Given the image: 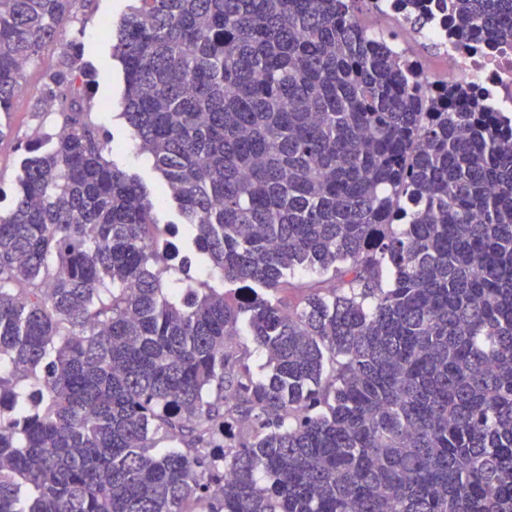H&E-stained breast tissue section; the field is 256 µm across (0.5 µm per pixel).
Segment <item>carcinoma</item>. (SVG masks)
I'll return each instance as SVG.
<instances>
[{"instance_id": "cac0c4a2", "label": "carcinoma", "mask_w": 512, "mask_h": 512, "mask_svg": "<svg viewBox=\"0 0 512 512\" xmlns=\"http://www.w3.org/2000/svg\"><path fill=\"white\" fill-rule=\"evenodd\" d=\"M88 0H0V113ZM363 0H132L122 118L59 47L0 213V512H512V123L420 87ZM449 28L512 40V0ZM328 275L288 302L293 271ZM242 335L266 356L258 378Z\"/></svg>"}]
</instances>
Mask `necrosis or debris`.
<instances>
[{
	"label": "necrosis or debris",
	"instance_id": "4bbe7bcc",
	"mask_svg": "<svg viewBox=\"0 0 512 512\" xmlns=\"http://www.w3.org/2000/svg\"><path fill=\"white\" fill-rule=\"evenodd\" d=\"M395 0H382L376 18L402 25L406 38L434 45L438 67L415 64L420 85L437 84L476 93L479 104L490 112L512 119V42L488 41L474 37L460 41L450 37L445 20L449 9L444 0H433L430 19L414 29L396 10Z\"/></svg>",
	"mask_w": 512,
	"mask_h": 512
}]
</instances>
